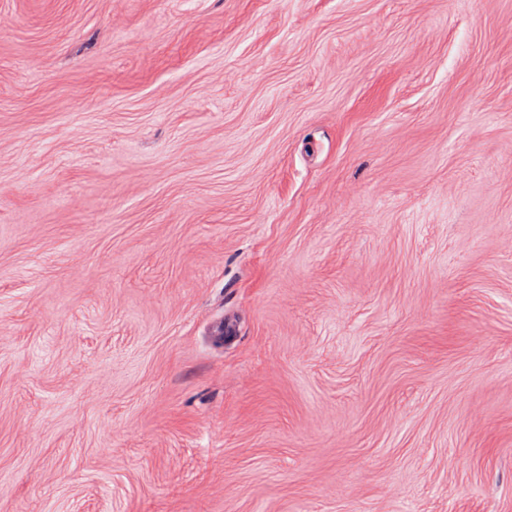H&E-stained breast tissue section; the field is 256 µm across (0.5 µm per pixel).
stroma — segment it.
Masks as SVG:
<instances>
[{
    "instance_id": "1",
    "label": "stroma",
    "mask_w": 512,
    "mask_h": 512,
    "mask_svg": "<svg viewBox=\"0 0 512 512\" xmlns=\"http://www.w3.org/2000/svg\"><path fill=\"white\" fill-rule=\"evenodd\" d=\"M0 512H512V0H0Z\"/></svg>"
}]
</instances>
